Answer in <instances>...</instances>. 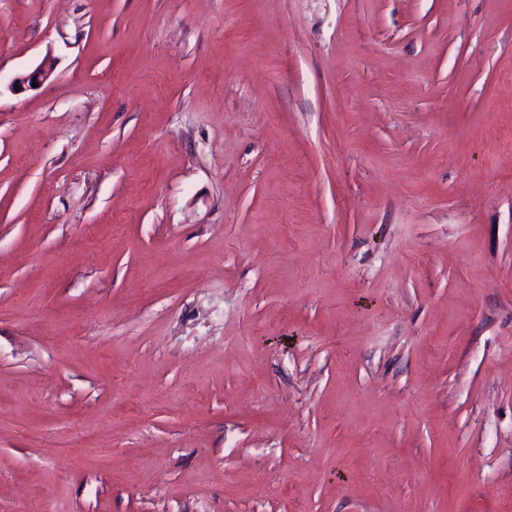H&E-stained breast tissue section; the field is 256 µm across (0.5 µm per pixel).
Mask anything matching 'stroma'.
I'll use <instances>...</instances> for the list:
<instances>
[{"mask_svg":"<svg viewBox=\"0 0 512 512\" xmlns=\"http://www.w3.org/2000/svg\"><path fill=\"white\" fill-rule=\"evenodd\" d=\"M510 133L512 0H0V512H512Z\"/></svg>","mask_w":512,"mask_h":512,"instance_id":"35a3bbf8","label":"stroma"}]
</instances>
